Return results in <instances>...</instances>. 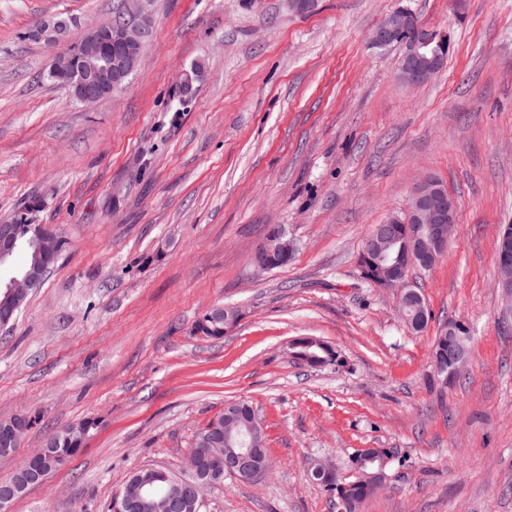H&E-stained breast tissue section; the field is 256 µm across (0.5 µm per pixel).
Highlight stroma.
Here are the masks:
<instances>
[{
  "instance_id": "obj_1",
  "label": "stroma",
  "mask_w": 512,
  "mask_h": 512,
  "mask_svg": "<svg viewBox=\"0 0 512 512\" xmlns=\"http://www.w3.org/2000/svg\"><path fill=\"white\" fill-rule=\"evenodd\" d=\"M113 4L0 0V223L23 210L67 242L0 330V420L33 421L0 482L57 431L98 423L10 512H112L131 471L181 473L239 401L272 470L226 477L204 512H337L310 470L358 448L398 458L361 512H512V302L496 286L512 224V0H318L307 14L152 0L140 64L86 105L49 79L59 49L31 32L68 17L76 42ZM401 8L451 41L420 85L399 77L402 44L370 41ZM426 177L456 224L446 255L411 272L430 314L417 333L358 258ZM274 228L293 257L255 272ZM224 305L241 309L236 328L195 335ZM451 318L471 330L469 359L441 390L432 345ZM300 336L337 361L304 366L288 348Z\"/></svg>"
}]
</instances>
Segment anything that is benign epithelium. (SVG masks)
I'll list each match as a JSON object with an SVG mask.
<instances>
[{"mask_svg": "<svg viewBox=\"0 0 512 512\" xmlns=\"http://www.w3.org/2000/svg\"><path fill=\"white\" fill-rule=\"evenodd\" d=\"M125 19L112 16L88 31L79 44L80 67H75L73 53L64 49L50 69V75L71 89L73 97L92 103L112 93L138 66L141 49L149 36L144 13V0H125ZM36 40L56 44L67 40L64 25L48 20L31 33ZM405 45L406 64L400 77L410 85L429 81L442 67L450 45L447 34L427 27L407 10L385 17L373 30L371 42L384 47L393 42ZM456 204L448 198L440 184L427 179L414 189L408 211L394 215L376 225L366 240L362 260L370 270L373 284L400 296L401 316L414 330L427 320L426 303H408L417 295L408 270L423 266L434 267L446 254L455 224ZM34 238L41 251L56 256L60 238L40 225ZM500 260L498 284L506 297L512 296V232L499 233ZM20 236L13 224H0V262L16 248ZM293 244L283 233L266 238L252 255L257 271L271 269L275 255L292 252ZM40 283L33 274L13 276L3 285L4 303L0 304V328L10 325L29 292ZM27 432L21 424L0 435V456L17 452ZM60 467L48 443L29 454L16 470L14 479L0 483V509L25 494L33 485L42 483ZM156 467L137 469L135 478L120 492L114 502L115 512H200L205 505V492L224 483V477L234 476L243 481H256L266 476L268 458L250 439L245 448H224V436L211 434L201 441V447L190 451L185 459L184 473L167 476L163 485L153 479Z\"/></svg>", "mask_w": 512, "mask_h": 512, "instance_id": "obj_1", "label": "benign epithelium"}]
</instances>
